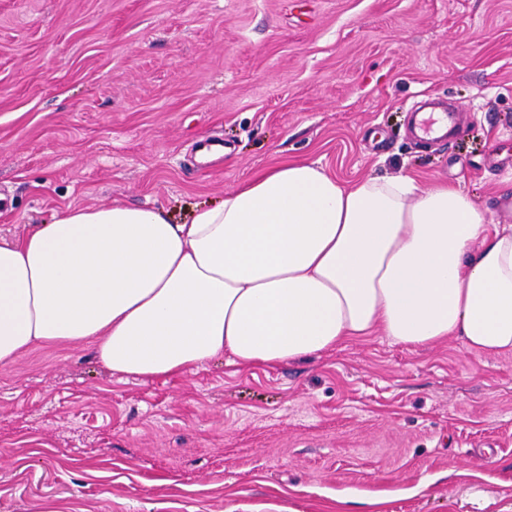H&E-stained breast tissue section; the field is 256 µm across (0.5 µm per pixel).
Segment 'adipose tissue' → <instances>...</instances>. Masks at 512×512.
Wrapping results in <instances>:
<instances>
[{
  "label": "adipose tissue",
  "instance_id": "adipose-tissue-1",
  "mask_svg": "<svg viewBox=\"0 0 512 512\" xmlns=\"http://www.w3.org/2000/svg\"><path fill=\"white\" fill-rule=\"evenodd\" d=\"M382 333L512 354V225L461 188L411 175L344 182L273 165L183 224L161 210L70 206L0 237V367L88 343L123 378L213 359L272 368Z\"/></svg>",
  "mask_w": 512,
  "mask_h": 512
}]
</instances>
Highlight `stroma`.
Segmentation results:
<instances>
[{
	"label": "stroma",
	"instance_id": "35a3bbf8",
	"mask_svg": "<svg viewBox=\"0 0 512 512\" xmlns=\"http://www.w3.org/2000/svg\"><path fill=\"white\" fill-rule=\"evenodd\" d=\"M427 97L467 132L417 143ZM288 160L512 224V0H0L1 237L71 205L181 224ZM0 512H512V354L375 334L143 381L38 345L0 368Z\"/></svg>",
	"mask_w": 512,
	"mask_h": 512
}]
</instances>
